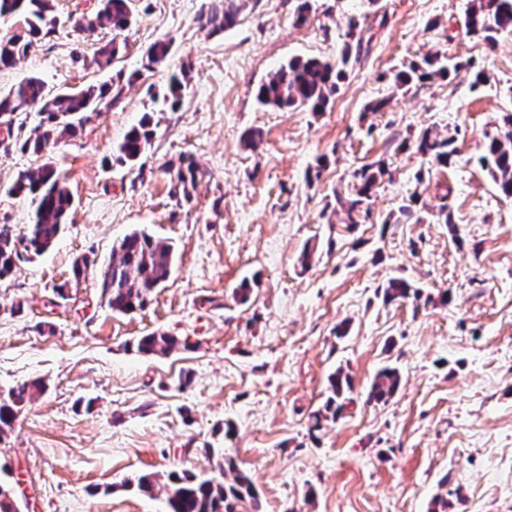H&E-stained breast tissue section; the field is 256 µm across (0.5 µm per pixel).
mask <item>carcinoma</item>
I'll list each match as a JSON object with an SVG mask.
<instances>
[{
	"label": "carcinoma",
	"mask_w": 512,
	"mask_h": 512,
	"mask_svg": "<svg viewBox=\"0 0 512 512\" xmlns=\"http://www.w3.org/2000/svg\"><path fill=\"white\" fill-rule=\"evenodd\" d=\"M246 0H209L198 18L203 28L213 32L236 24ZM99 11L93 20L76 21L82 30H91L104 22L112 30H126L132 22L129 0H99ZM10 13L21 19V33L7 41H0V66L10 67L17 59L26 55L34 42L52 34L58 24L51 15V0H0V16ZM466 33L482 40L487 46H495L499 38L512 34V0H469L464 15ZM359 23L348 21V42L341 59L331 61L320 58H292L281 65L270 78L257 89L256 98L264 106L277 109H307L324 111L336 96L340 82L345 78L346 68L352 60L359 58L362 50L361 38L357 37ZM171 53L169 42H154L145 52L143 68L150 70L163 63ZM468 70L474 74L473 85L488 81L485 72L471 60L448 64V57L440 52L428 53L418 62L384 76L396 88L430 80L436 76L447 78L453 73ZM112 97V85L106 83L98 88L67 91L54 96L46 89L43 80L30 77L9 95L0 96V125L10 127L13 135L14 115L30 104H41V119L26 137L16 138L15 144L25 153L36 157L44 153L55 133L61 130L70 136L91 119L92 111L100 101ZM155 136L152 118L144 114L137 125L127 133L119 147L121 160L135 163L151 146ZM416 151L429 161L442 167L455 162L458 155L456 139L444 136L427 128L415 140ZM483 168L487 169L501 194L512 196V113L504 117V131L487 137ZM171 196L177 201H188L191 189L198 181V166L190 161L182 162L178 168L169 170ZM388 174L384 164H367L358 169L353 177L356 183L348 195L336 193V209L342 211V223L351 227L362 216L369 213L371 198L380 179ZM13 195H30L34 204L32 224L26 234L17 233L12 224H0V280L13 274L18 264L39 256L50 249L59 239L66 226V218L73 198L64 185L56 168L49 162L32 167L17 177ZM175 251L171 243L156 238L144 230L127 234L112 251L109 263L97 275V285L114 312L127 314L141 309L148 295L166 282L171 275ZM91 266L89 257L76 261L72 274L79 281ZM71 280V281H73ZM71 281L54 286L57 297H69ZM420 289L408 280L393 277L383 288L382 298L386 304L417 299ZM180 345L176 336L152 332L136 342L138 352L146 355H166ZM401 382L399 370L384 367L375 377L367 395L369 402H386L397 391ZM329 395L323 405L310 415L313 428L321 427L322 421L337 418L353 402L350 377L339 370L329 378ZM41 380L23 381L0 396V435L12 431L19 411L30 402L36 393L44 390ZM165 491L167 512H253L258 507V492L251 477L241 470L236 460L222 455L216 461L213 475L200 478L194 474L171 472L164 484L156 476L142 475L138 478L139 491L152 495L157 487Z\"/></svg>",
	"instance_id": "carcinoma-1"
}]
</instances>
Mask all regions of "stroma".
<instances>
[{"label":"stroma","mask_w":512,"mask_h":512,"mask_svg":"<svg viewBox=\"0 0 512 512\" xmlns=\"http://www.w3.org/2000/svg\"><path fill=\"white\" fill-rule=\"evenodd\" d=\"M204 2L130 0L134 21L116 34L74 26L97 0H52L54 33L0 68L3 95L31 76L55 93L106 81L120 93L77 137L51 142L46 157L74 198L66 229L0 281V394L25 380L48 385L0 437L19 512H165L163 495L142 496L134 480L208 474L220 447L252 476L259 512H429L439 496L447 512H512V197L478 162L486 135L512 113V35L493 50L468 36V0H311L303 23L290 0H249L236 26L211 34L198 22ZM351 16L362 53L325 111L257 102L258 86L289 59L339 58ZM112 39L121 46L112 65H90ZM161 39L169 57L143 69ZM430 51L474 59L489 83L472 87L465 70L408 90L385 81ZM184 66L173 110L163 96ZM383 98L388 106L370 111ZM146 113L151 145L136 163L121 161L120 144ZM427 128L457 131L455 163L416 153ZM250 130L261 134L254 149ZM182 159L202 177L180 204L165 165ZM375 162L391 176L369 219L346 227L334 193ZM38 163L0 144V224L30 223V198L7 190ZM316 167L320 179H309ZM413 196L415 218L400 216ZM443 202L449 226L433 215ZM142 227L177 250L144 308L112 312L92 272L56 297L76 259L106 264ZM308 244L316 254L304 268ZM394 276L420 299L383 304L377 290ZM245 279L253 290L242 303L233 290ZM152 331L178 337L179 349L138 353ZM386 365L399 368L400 387L387 403H367ZM339 367L355 402L312 429Z\"/></svg>","instance_id":"35a3bbf8"}]
</instances>
